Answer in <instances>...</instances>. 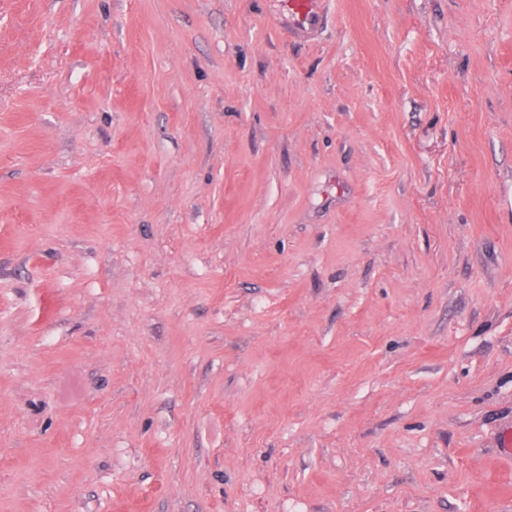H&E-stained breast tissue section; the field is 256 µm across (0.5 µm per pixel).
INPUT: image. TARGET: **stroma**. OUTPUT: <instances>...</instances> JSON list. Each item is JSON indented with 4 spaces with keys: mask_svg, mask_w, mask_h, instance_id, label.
<instances>
[{
    "mask_svg": "<svg viewBox=\"0 0 512 512\" xmlns=\"http://www.w3.org/2000/svg\"><path fill=\"white\" fill-rule=\"evenodd\" d=\"M0 0V512H512V0ZM323 0H286L285 7L293 34L300 39L314 38L324 24Z\"/></svg>",
    "mask_w": 512,
    "mask_h": 512,
    "instance_id": "35a3bbf8",
    "label": "stroma"
}]
</instances>
